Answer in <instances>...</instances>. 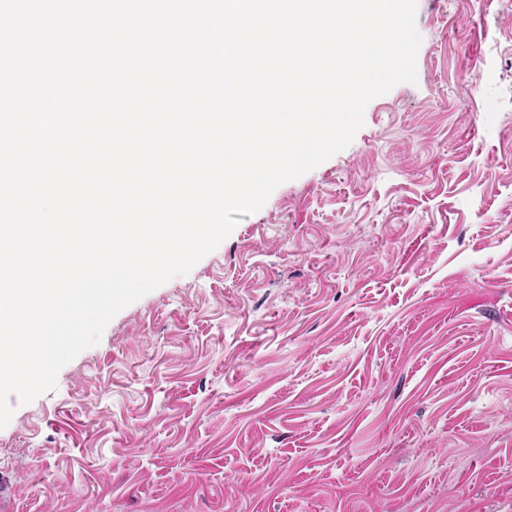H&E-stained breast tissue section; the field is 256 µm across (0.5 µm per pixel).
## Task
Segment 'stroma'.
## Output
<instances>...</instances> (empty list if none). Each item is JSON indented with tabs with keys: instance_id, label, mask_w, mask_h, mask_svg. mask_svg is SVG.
Returning a JSON list of instances; mask_svg holds the SVG:
<instances>
[{
	"instance_id": "1",
	"label": "stroma",
	"mask_w": 512,
	"mask_h": 512,
	"mask_svg": "<svg viewBox=\"0 0 512 512\" xmlns=\"http://www.w3.org/2000/svg\"><path fill=\"white\" fill-rule=\"evenodd\" d=\"M0 429V512H512V0Z\"/></svg>"
}]
</instances>
